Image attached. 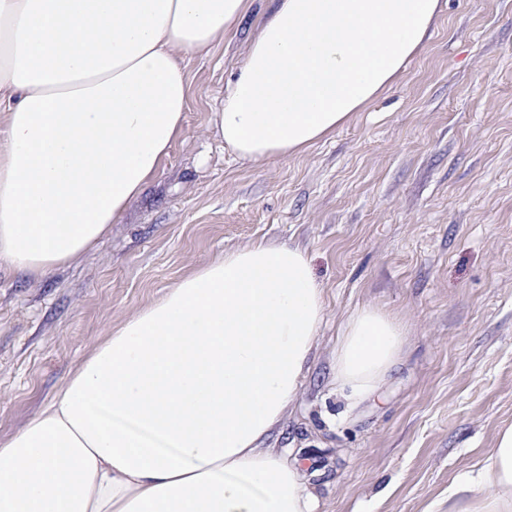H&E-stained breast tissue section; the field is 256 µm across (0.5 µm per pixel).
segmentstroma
I'll use <instances>...</instances> for the list:
<instances>
[{"mask_svg":"<svg viewBox=\"0 0 512 512\" xmlns=\"http://www.w3.org/2000/svg\"><path fill=\"white\" fill-rule=\"evenodd\" d=\"M271 0L204 56L155 179L86 253L34 282L0 264V440L113 327L225 250L304 248L325 320L268 445L320 468L319 512H447L448 485L512 425V0H441L395 84L308 151L243 163L210 114ZM374 305L408 327L379 394L336 391L340 331Z\"/></svg>","mask_w":512,"mask_h":512,"instance_id":"obj_1","label":"stroma"}]
</instances>
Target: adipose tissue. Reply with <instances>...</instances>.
<instances>
[{
  "label": "adipose tissue",
  "instance_id": "adipose-tissue-1",
  "mask_svg": "<svg viewBox=\"0 0 512 512\" xmlns=\"http://www.w3.org/2000/svg\"><path fill=\"white\" fill-rule=\"evenodd\" d=\"M250 0H0V263L38 280L93 247L180 134L186 53ZM440 0H276L211 124L239 160L302 153L392 85ZM307 254L225 251L114 328L0 442V512H317L313 478L266 442L298 397L323 321ZM402 324L346 321L351 405L397 364ZM448 512H512V425Z\"/></svg>",
  "mask_w": 512,
  "mask_h": 512
}]
</instances>
